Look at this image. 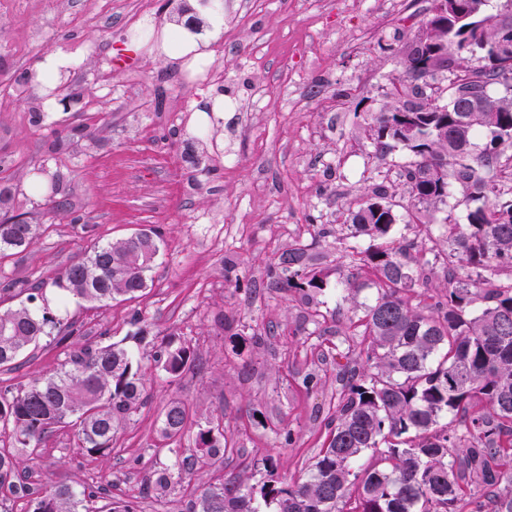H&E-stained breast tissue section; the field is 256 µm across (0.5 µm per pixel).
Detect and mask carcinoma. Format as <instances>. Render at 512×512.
<instances>
[{"label": "carcinoma", "instance_id": "obj_1", "mask_svg": "<svg viewBox=\"0 0 512 512\" xmlns=\"http://www.w3.org/2000/svg\"><path fill=\"white\" fill-rule=\"evenodd\" d=\"M423 50L402 62L399 86L390 101L371 113V139L378 151L388 147L395 128L410 118L417 131L405 146L415 161L407 170L411 206L437 207L454 186L476 203L467 224L448 227V250L406 244L393 238L394 224L375 212L388 209L389 187L380 183L350 220L377 242L366 251L348 246L352 261L374 276L377 297L364 305L352 335L360 337L354 359L338 337L336 355L348 359L339 369L342 385L336 415L328 422L326 446L307 474L291 483L247 485L238 478L208 486L188 512H512V200L503 201L487 173L512 171L501 164L512 152V109L488 94L504 68L461 65L448 72V84L486 93V112H437L440 103L428 79L441 53L461 61L485 57L500 37L495 15L480 23V35L431 28ZM484 149L471 153L474 140ZM40 227L11 217L0 221V256L30 248ZM148 246L130 236L95 243L55 278L63 294L104 306L121 297L133 300L148 286L160 236ZM422 257L421 267L440 268L448 287L433 303L417 308L406 292L418 281L404 258L408 249ZM305 246L283 253L271 270L280 288L305 293L322 290V278L306 270ZM26 304L0 312V371H12L42 338L65 331L48 307L35 304L40 288H27ZM152 359L175 380L195 360L189 346L170 337ZM145 393L139 360L116 343L85 347L69 354L55 374L16 391L0 388V435L17 448H37L58 427L75 431L83 448L104 456L112 449L116 422L135 410ZM451 420L445 424L446 416ZM189 409L170 402L161 435L171 441L183 433ZM226 450L221 424L197 433V453H174L172 463L146 478L145 489L159 494L198 470L207 458ZM370 454L368 462L359 461ZM18 461L0 451V488H25ZM97 493L83 486L52 484L30 499L28 512H95Z\"/></svg>", "mask_w": 512, "mask_h": 512}]
</instances>
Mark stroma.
I'll use <instances>...</instances> for the list:
<instances>
[{
	"label": "stroma",
	"instance_id": "stroma-1",
	"mask_svg": "<svg viewBox=\"0 0 512 512\" xmlns=\"http://www.w3.org/2000/svg\"><path fill=\"white\" fill-rule=\"evenodd\" d=\"M148 35L129 32L135 0L107 15L94 0H0V184L11 187L16 212L40 225L26 251L0 259V282L44 283L45 297L74 332L62 345L43 339L22 366L0 372V387L28 385L60 369L77 348L124 342L142 357L144 404L123 421L109 455L80 448L70 428L57 429L33 451L16 450L27 481L81 484L100 490L96 507L140 495L148 473L169 465L172 448L196 451L200 427L216 420L227 451L208 459L162 494L142 497L144 512H187L201 489L234 477L252 483L305 475L336 412L332 344L377 295L363 288L345 300L356 272L348 245L367 249L349 217L385 173L408 165L401 147L376 152L371 112L389 99L430 0H231L224 26L232 41L200 35L209 59L233 57L223 82L185 85V57L161 49L178 16L153 0ZM61 53L80 58L81 72L61 80L83 89L82 111L67 112L59 90L40 87L50 111L14 100L17 79L35 61ZM112 72L111 87L98 80ZM266 94L250 117L251 84ZM180 112L181 123L170 116ZM81 128L64 151L57 133ZM395 238L430 229L436 252L448 227L466 224L472 207L451 189L439 208L411 207L405 182L392 183ZM63 201L48 212L47 199ZM302 230L308 269L323 280L308 298L281 290L270 270ZM323 228L313 237L314 228ZM142 230L162 245L141 296L102 306L79 299L59 305L53 280L94 242ZM190 346L194 370L169 379L148 355L168 337ZM315 374L316 388L303 384ZM190 409L176 445L160 434L167 404ZM291 445L278 444L279 429ZM272 456V470L253 468Z\"/></svg>",
	"mask_w": 512,
	"mask_h": 512
}]
</instances>
